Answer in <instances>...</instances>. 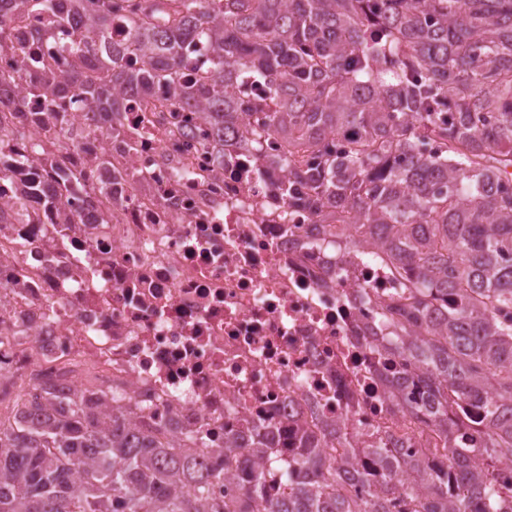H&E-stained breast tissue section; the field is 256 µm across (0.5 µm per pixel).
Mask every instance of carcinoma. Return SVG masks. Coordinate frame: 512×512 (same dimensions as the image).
Returning <instances> with one entry per match:
<instances>
[{"label":"carcinoma","instance_id":"cac0c4a2","mask_svg":"<svg viewBox=\"0 0 512 512\" xmlns=\"http://www.w3.org/2000/svg\"><path fill=\"white\" fill-rule=\"evenodd\" d=\"M11 2L26 13L58 0ZM101 2L75 29L66 75L4 71L0 91L76 93L116 116L125 95L173 81L184 42L207 46L212 78L175 84L174 104L282 139L288 180L274 190L380 248L403 285L385 306L394 345L426 354L413 381L436 403L435 443L404 486L393 475L405 459L385 442L356 481L349 461L323 460L305 434L279 486L256 471L226 501L205 437L161 440L86 387L46 392L0 421V512H512V485L494 480L512 459V0H142L143 15L168 24L133 23L141 66L111 50L89 76L83 61L112 27L113 0ZM244 76L267 95L226 100L224 86ZM448 302V320L428 319ZM477 411L483 438L469 448Z\"/></svg>","mask_w":512,"mask_h":512}]
</instances>
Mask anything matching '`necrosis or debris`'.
<instances>
[{"instance_id":"4bbe7bcc","label":"necrosis or debris","mask_w":512,"mask_h":512,"mask_svg":"<svg viewBox=\"0 0 512 512\" xmlns=\"http://www.w3.org/2000/svg\"><path fill=\"white\" fill-rule=\"evenodd\" d=\"M73 32L52 11H33L10 32L26 55L0 53V69L32 61L63 72ZM8 127L25 124L0 182V383L19 370L29 393L69 394L76 367L95 369L99 390L137 421L169 435L200 432L210 447L237 437V466L279 474L296 438L356 433L347 449L383 438L416 453L426 435L402 390L386 378L414 370L396 350L382 306L399 288L376 252L338 237L275 193L287 170L277 138L256 139L240 120L217 130L173 103L172 85L129 99L114 123L85 120L82 96L0 99ZM75 122L60 126L57 113ZM76 176V224L36 204L19 211L29 174L54 191L55 172ZM278 433L256 455V429Z\"/></svg>"}]
</instances>
